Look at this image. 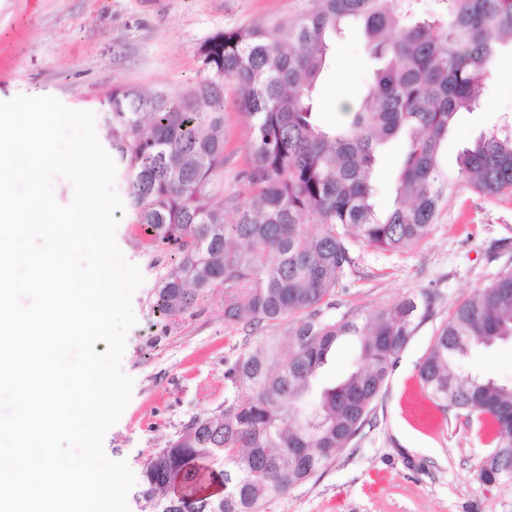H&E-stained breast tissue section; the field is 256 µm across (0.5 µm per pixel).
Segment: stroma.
<instances>
[{
  "mask_svg": "<svg viewBox=\"0 0 512 512\" xmlns=\"http://www.w3.org/2000/svg\"><path fill=\"white\" fill-rule=\"evenodd\" d=\"M310 0H0V101L53 96L66 107L100 114L114 86L169 95L204 78L198 49L218 31L288 23ZM360 25L338 41L320 81V119L344 122L372 76ZM224 191L248 165V120L233 84L224 86ZM512 125V48L502 47L481 105L458 113L440 151L445 174L479 136ZM115 239L144 282L132 297L135 325L121 360L131 399L104 438V451L141 474L145 462L190 419L222 408L230 390L224 368L264 337L288 336L295 317L250 328L224 318V300L205 298L175 322L162 320L154 289L172 263L141 244L129 215ZM356 266L330 298L332 319H357L405 298L432 295L373 405L367 424L305 483L275 498L267 512H512V480L479 477L492 444L477 416L441 410L419 378L441 325L462 302L512 271V195L485 197L452 188L417 245L382 253L353 244ZM465 370L512 384V341L473 347Z\"/></svg>",
  "mask_w": 512,
  "mask_h": 512,
  "instance_id": "35a3bbf8",
  "label": "stroma"
}]
</instances>
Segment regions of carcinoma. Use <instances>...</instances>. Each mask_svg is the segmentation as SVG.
Wrapping results in <instances>:
<instances>
[{
    "instance_id": "carcinoma-1",
    "label": "carcinoma",
    "mask_w": 512,
    "mask_h": 512,
    "mask_svg": "<svg viewBox=\"0 0 512 512\" xmlns=\"http://www.w3.org/2000/svg\"><path fill=\"white\" fill-rule=\"evenodd\" d=\"M416 0H314L286 26L220 31L199 47L207 76L184 96L117 86L105 103L107 141L131 221L149 248L177 262L159 280L165 321L224 294V318L249 326L296 317L224 379L251 396L192 418L146 463L142 512H263L348 447L414 332L407 298L361 319L323 307L355 267L350 241L383 253L419 243L450 183L439 155L460 112L479 107L494 61L512 44V0H445L422 17ZM362 25L380 62L344 126L318 117L331 42ZM250 119L249 168L215 201L224 170V82ZM404 151L395 204L376 209L375 172L389 143ZM456 178L483 196L512 194V133L481 135L458 156ZM356 339L354 368L332 386L318 377L336 346ZM512 340V273L463 302L420 366L440 407L489 418L496 459L486 483L512 479V385L462 374L476 345Z\"/></svg>"
}]
</instances>
